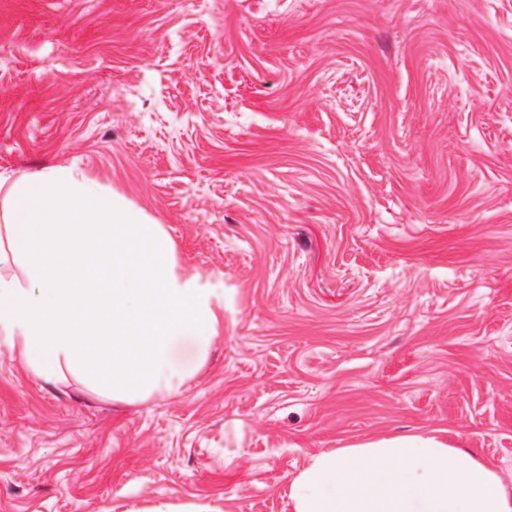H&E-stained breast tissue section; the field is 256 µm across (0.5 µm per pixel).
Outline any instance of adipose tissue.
<instances>
[{
  "label": "adipose tissue",
  "mask_w": 512,
  "mask_h": 512,
  "mask_svg": "<svg viewBox=\"0 0 512 512\" xmlns=\"http://www.w3.org/2000/svg\"><path fill=\"white\" fill-rule=\"evenodd\" d=\"M0 335L47 381L72 374L128 402L173 392L206 361L219 302L181 277L171 238L73 168L0 173ZM293 512H512V485L433 435L314 455Z\"/></svg>",
  "instance_id": "adipose-tissue-1"
}]
</instances>
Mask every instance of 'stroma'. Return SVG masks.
Here are the masks:
<instances>
[{
  "mask_svg": "<svg viewBox=\"0 0 512 512\" xmlns=\"http://www.w3.org/2000/svg\"><path fill=\"white\" fill-rule=\"evenodd\" d=\"M48 165L224 308L135 402L0 338V512H293L409 434L512 476V0H0V173Z\"/></svg>",
  "mask_w": 512,
  "mask_h": 512,
  "instance_id": "1",
  "label": "stroma"
}]
</instances>
